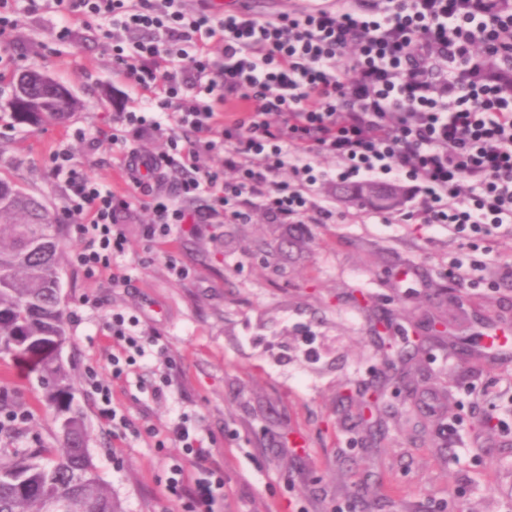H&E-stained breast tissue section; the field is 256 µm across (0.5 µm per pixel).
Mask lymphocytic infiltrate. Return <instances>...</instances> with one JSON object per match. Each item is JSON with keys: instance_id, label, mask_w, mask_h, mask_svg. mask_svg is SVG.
Returning a JSON list of instances; mask_svg holds the SVG:
<instances>
[{"instance_id": "lymphocytic-infiltrate-1", "label": "lymphocytic infiltrate", "mask_w": 512, "mask_h": 512, "mask_svg": "<svg viewBox=\"0 0 512 512\" xmlns=\"http://www.w3.org/2000/svg\"><path fill=\"white\" fill-rule=\"evenodd\" d=\"M47 10L61 39L75 18L103 22L107 39L135 36L113 48L115 74L143 96L112 118L129 193L116 197L68 152L45 160L66 188L60 222L91 238L75 253L86 275L124 253L119 214L137 205L150 210L153 237L219 217L245 222L256 209L275 224L324 223L333 210L317 201L323 156L343 182H414L420 200L399 223L512 236V93L472 75L480 54L512 71V12L495 0H336L274 18L189 12L183 0H0V37ZM145 135L164 149L143 154L133 141ZM204 151L222 170L200 166ZM203 197L206 210L187 209ZM170 441L181 454L167 492L195 512L187 467L210 451L185 417L156 445Z\"/></svg>"}]
</instances>
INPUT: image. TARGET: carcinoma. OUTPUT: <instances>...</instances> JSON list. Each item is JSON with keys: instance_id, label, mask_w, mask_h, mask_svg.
Here are the masks:
<instances>
[{"instance_id": "cac0c4a2", "label": "carcinoma", "mask_w": 512, "mask_h": 512, "mask_svg": "<svg viewBox=\"0 0 512 512\" xmlns=\"http://www.w3.org/2000/svg\"><path fill=\"white\" fill-rule=\"evenodd\" d=\"M10 102L15 119L35 126L63 121L80 107L74 94L38 85L14 87ZM34 241L41 248L32 249ZM62 272L61 225L37 199L0 180V354L33 361L43 401L66 423L57 448H0V512H49L52 503L64 512H122L88 452L71 370L49 352L65 342L56 290Z\"/></svg>"}]
</instances>
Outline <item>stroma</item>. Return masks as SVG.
<instances>
[{
    "label": "stroma",
    "instance_id": "35a3bbf8",
    "mask_svg": "<svg viewBox=\"0 0 512 512\" xmlns=\"http://www.w3.org/2000/svg\"><path fill=\"white\" fill-rule=\"evenodd\" d=\"M57 23L50 12L26 18L6 39L15 64L0 76V178L54 216L63 187L42 163L53 149L127 193L110 134L113 113L136 97L113 78L112 43L97 23H74L65 42ZM29 67L69 88L78 111L37 130L16 123L12 82ZM78 128L94 142L77 140ZM335 208L327 224H272L255 212L245 224L176 226L164 242L134 208L122 218L124 254L93 277L74 262L86 238L65 225L61 355L88 450L123 512H183L165 488L180 450L156 447L142 429L167 435L184 414L212 452L189 471L197 512H512V236L472 243L434 224L383 223L380 209ZM457 258L482 261L477 281L450 272ZM116 312L138 317L156 341L120 380L106 360ZM417 336L403 372L388 368L386 347ZM93 374L111 382L125 434L100 419ZM164 377L170 385L155 397ZM41 395L28 363L0 355V420L21 416L0 445H54Z\"/></svg>",
    "mask_w": 512,
    "mask_h": 512
}]
</instances>
